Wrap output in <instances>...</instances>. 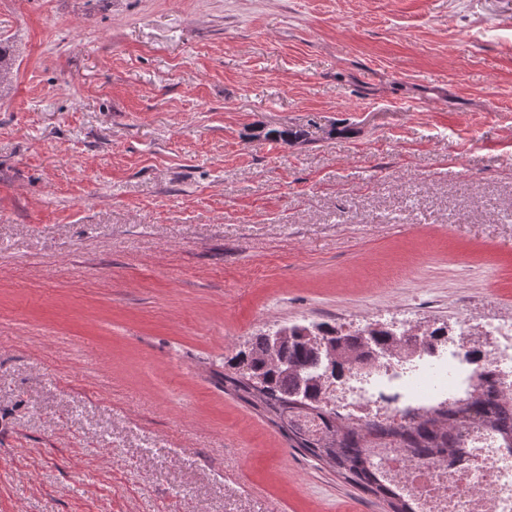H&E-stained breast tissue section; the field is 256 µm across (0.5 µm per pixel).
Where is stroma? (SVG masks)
Returning a JSON list of instances; mask_svg holds the SVG:
<instances>
[{"label":"stroma","mask_w":512,"mask_h":512,"mask_svg":"<svg viewBox=\"0 0 512 512\" xmlns=\"http://www.w3.org/2000/svg\"><path fill=\"white\" fill-rule=\"evenodd\" d=\"M0 47V512H387L219 374L512 316V0H0Z\"/></svg>","instance_id":"1"}]
</instances>
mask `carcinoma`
Returning a JSON list of instances; mask_svg holds the SVG:
<instances>
[{
	"instance_id": "carcinoma-1",
	"label": "carcinoma",
	"mask_w": 512,
	"mask_h": 512,
	"mask_svg": "<svg viewBox=\"0 0 512 512\" xmlns=\"http://www.w3.org/2000/svg\"><path fill=\"white\" fill-rule=\"evenodd\" d=\"M291 339L283 343L274 357L268 356V335L251 337L238 352L242 360L237 369L224 375V381L242 392L256 410L278 418L291 434L296 447L330 468L346 482L387 502L390 512H414L408 499L393 492L376 476L374 457L385 443H397L421 456H436L453 447L456 430L469 420H479L500 434L512 448V397L488 390L471 402H454L440 408L434 416L412 426H393L380 422L353 425L341 421L319 399L321 384L307 386L298 396L297 374H320L326 361L304 340L303 332L318 331L336 335L330 322L292 324ZM333 363L361 361L367 356L361 338L343 337L334 344ZM314 415L321 420L326 437H317L304 429L300 419Z\"/></svg>"
}]
</instances>
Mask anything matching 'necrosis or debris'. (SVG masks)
Returning <instances> with one entry per match:
<instances>
[{
    "label": "necrosis or debris",
    "mask_w": 512,
    "mask_h": 512,
    "mask_svg": "<svg viewBox=\"0 0 512 512\" xmlns=\"http://www.w3.org/2000/svg\"><path fill=\"white\" fill-rule=\"evenodd\" d=\"M480 331L494 340L482 356L461 342ZM459 339L386 355L370 366L347 365L331 384L327 406L357 423L407 425L442 404L495 388L512 393V316L462 318ZM384 482L411 499L416 512H512V451L496 433L463 428L456 447L431 458L387 447L375 459Z\"/></svg>",
    "instance_id": "obj_1"
}]
</instances>
